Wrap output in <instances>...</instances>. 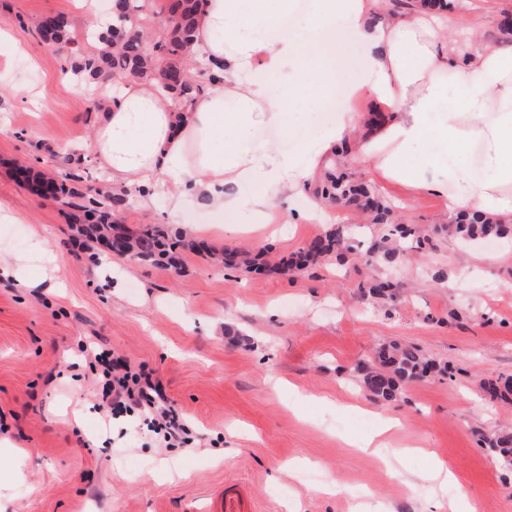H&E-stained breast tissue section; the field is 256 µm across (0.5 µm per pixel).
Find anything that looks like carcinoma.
<instances>
[{
    "mask_svg": "<svg viewBox=\"0 0 512 512\" xmlns=\"http://www.w3.org/2000/svg\"><path fill=\"white\" fill-rule=\"evenodd\" d=\"M151 0H116L111 23L95 34L99 42L97 51L81 56L71 64V71L89 87L110 78L121 83L129 78L147 74L158 76L164 90L172 93L181 110L201 93L190 83L185 59L195 28V15L199 0H167L165 11L152 14L160 23V36L153 52L145 50L140 35L126 29L129 19H138L150 10ZM38 31L50 45L74 44L78 35L70 18L65 14L43 18ZM69 175H41L35 189L52 196L70 208L69 218L77 233L89 242L117 241V253L145 262H160L173 254L175 243L171 231L160 225H146L136 233L122 229L116 223L117 212L125 206L128 191L108 188L76 189L68 185ZM333 192L327 193L332 201H343L361 209L374 211L373 221L382 224L385 208L362 185L334 183ZM452 232L468 239H498L512 235V226L492 221L474 212H461L455 217ZM342 247V234L338 228L308 245L298 256L297 267L312 262L310 255H330ZM433 362L413 345L394 343L383 348L374 363L362 369V383L383 402L396 400L401 387L427 377ZM491 399L509 400L512 396V377L500 379L484 387ZM484 447L494 454L502 467L512 469V432L494 433L482 439Z\"/></svg>",
    "mask_w": 512,
    "mask_h": 512,
    "instance_id": "cac0c4a2",
    "label": "carcinoma"
}]
</instances>
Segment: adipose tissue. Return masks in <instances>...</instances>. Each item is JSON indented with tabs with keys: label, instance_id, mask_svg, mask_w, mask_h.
I'll use <instances>...</instances> for the list:
<instances>
[{
	"label": "adipose tissue",
	"instance_id": "adipose-tissue-1",
	"mask_svg": "<svg viewBox=\"0 0 512 512\" xmlns=\"http://www.w3.org/2000/svg\"><path fill=\"white\" fill-rule=\"evenodd\" d=\"M385 8L202 0L192 52L212 72L206 92L183 112L152 78L124 83L90 149L113 185L164 190L175 218L198 200L228 224L243 210L268 223L354 141L376 181L439 197L452 215L512 219V48L450 43L432 12L372 24ZM353 45L362 57H349ZM337 95L346 108L315 138L282 147L303 114ZM360 98L379 113L353 112Z\"/></svg>",
	"mask_w": 512,
	"mask_h": 512
}]
</instances>
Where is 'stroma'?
Returning <instances> with one entry per match:
<instances>
[{
    "instance_id": "stroma-1",
    "label": "stroma",
    "mask_w": 512,
    "mask_h": 512,
    "mask_svg": "<svg viewBox=\"0 0 512 512\" xmlns=\"http://www.w3.org/2000/svg\"><path fill=\"white\" fill-rule=\"evenodd\" d=\"M56 13L72 19L76 45L44 44L37 23ZM511 15L512 0H458L446 36L498 45L512 37L501 27ZM94 20L75 0H0V30L23 48L0 45V209L13 216L0 221V255L24 257L33 275L50 256L65 259L35 292L0 277V451H14L0 512H225L231 488L240 512H512V474L481 445L512 431V406L480 387L512 375V238L491 251L461 241L440 198L370 182L355 160L335 170L370 183L384 223L328 204L303 224L262 227L242 211L231 233L198 206L173 219L165 194L147 205L128 185L125 228L162 224L187 238L206 224L210 251L257 255L256 272L186 249L176 270L79 245L67 207L19 184L14 169L104 183L87 149L96 101L65 82L75 54L97 48L83 37ZM333 224L343 258L281 272ZM399 224L415 236L391 239ZM382 278L394 288L373 295ZM395 341L437 370L384 403L357 367ZM104 350L161 382L190 446L164 447L132 417L105 424L94 359ZM389 416L401 427L388 447L362 452ZM394 454L393 471L380 458ZM440 464L448 483L432 477Z\"/></svg>"
}]
</instances>
